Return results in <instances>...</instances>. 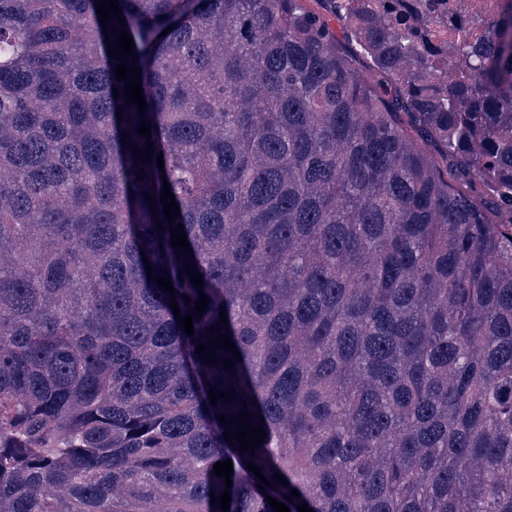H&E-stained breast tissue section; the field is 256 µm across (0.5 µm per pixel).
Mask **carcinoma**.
<instances>
[{
	"mask_svg": "<svg viewBox=\"0 0 512 512\" xmlns=\"http://www.w3.org/2000/svg\"><path fill=\"white\" fill-rule=\"evenodd\" d=\"M99 2L0 0V512H512V0ZM501 5V0H448V23L441 19L432 26L425 38L434 45H446L448 42V47H452L458 41L467 40L474 46L484 48L487 45L486 30L471 26V17L478 12L492 18Z\"/></svg>",
	"mask_w": 512,
	"mask_h": 512,
	"instance_id": "cac0c4a2",
	"label": "carcinoma"
}]
</instances>
